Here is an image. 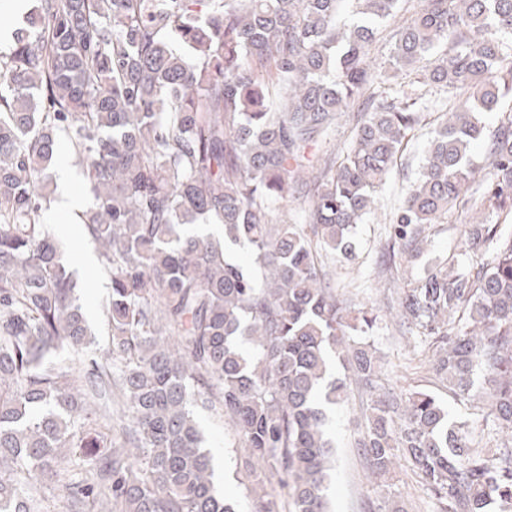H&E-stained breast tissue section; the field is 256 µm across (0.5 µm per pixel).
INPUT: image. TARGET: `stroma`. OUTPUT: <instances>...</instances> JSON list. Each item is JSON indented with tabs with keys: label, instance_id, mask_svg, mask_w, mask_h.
Returning a JSON list of instances; mask_svg holds the SVG:
<instances>
[{
	"label": "stroma",
	"instance_id": "obj_1",
	"mask_svg": "<svg viewBox=\"0 0 512 512\" xmlns=\"http://www.w3.org/2000/svg\"><path fill=\"white\" fill-rule=\"evenodd\" d=\"M429 128L420 125L412 132L400 159L388 174L378 195V209L355 229L356 250L352 258H323L324 271L337 299L352 309H364L378 316L370 341L382 358V383L391 391L405 394L425 390L437 396L447 406L452 421L465 424L470 445L479 450L495 447L497 438L492 431L485 394L490 389L483 375H476L471 401L449 396L448 389L435 375L431 363L424 357L428 348L415 344L412 334L395 325L390 314L398 307L404 289L411 285V269L403 261L384 264L388 250L389 218L398 207L402 193L417 180L420 172ZM467 227L462 215L448 223L437 225L428 241L430 256L454 258L470 262L467 247ZM64 252L69 256L80 288V301L96 332L98 351H107L111 338L104 314L110 293V282L97 262L93 244L87 235L66 240ZM367 394L354 391L348 401L330 414L328 433L336 445V463L327 491L332 512H367L366 505L394 495L405 512H439L438 504L416 475L412 465L399 461L387 486L371 479L363 457L354 446L359 435L361 409ZM197 421L204 435V447L209 450L215 468V481L224 496L233 499L240 512L250 506L248 482L239 469L243 450L232 424L217 410L198 412Z\"/></svg>",
	"mask_w": 512,
	"mask_h": 512
}]
</instances>
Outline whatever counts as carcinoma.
Wrapping results in <instances>:
<instances>
[{
  "label": "carcinoma",
  "mask_w": 512,
  "mask_h": 512,
  "mask_svg": "<svg viewBox=\"0 0 512 512\" xmlns=\"http://www.w3.org/2000/svg\"><path fill=\"white\" fill-rule=\"evenodd\" d=\"M343 2L34 0L29 31L0 52V512H39L30 478L65 493L62 512L91 498L118 512H237L195 420L216 408L247 448L251 512H276L282 492L289 512H328L327 409L352 386L370 394L356 448L371 476L400 452L441 512H512V443L473 451L435 395L383 388L381 358L354 340L376 316L350 315L315 261L352 254L354 226L425 118L424 87L465 96L438 116L391 238L414 264L432 226L467 209L483 261L427 264L400 315L454 396H471L478 369L492 380L493 426L512 436V109L498 110L512 90V0H349V23ZM401 10L374 68L379 28ZM417 67L418 86L398 81ZM495 110L487 134L482 112ZM345 112L357 122L341 160L303 183L311 230L273 223ZM62 137L91 198L78 220L111 281L101 355L44 223Z\"/></svg>",
  "instance_id": "cac0c4a2"
}]
</instances>
